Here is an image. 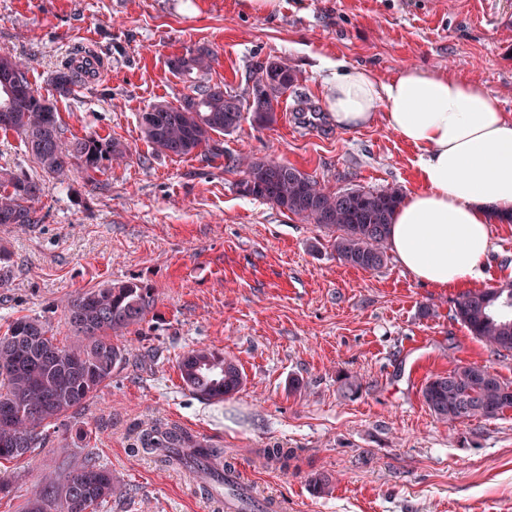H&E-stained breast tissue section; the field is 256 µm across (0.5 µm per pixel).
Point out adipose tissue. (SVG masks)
<instances>
[{
    "label": "adipose tissue",
    "instance_id": "obj_1",
    "mask_svg": "<svg viewBox=\"0 0 512 512\" xmlns=\"http://www.w3.org/2000/svg\"><path fill=\"white\" fill-rule=\"evenodd\" d=\"M324 101L337 128H366L380 117L419 152L421 188L389 230L400 265L437 288L479 280L492 225L512 213V114L479 83L415 68L383 80L362 66L337 65Z\"/></svg>",
    "mask_w": 512,
    "mask_h": 512
}]
</instances>
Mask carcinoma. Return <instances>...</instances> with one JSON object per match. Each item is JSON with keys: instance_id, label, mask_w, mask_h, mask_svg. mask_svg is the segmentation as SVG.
<instances>
[{"instance_id": "1", "label": "carcinoma", "mask_w": 512, "mask_h": 512, "mask_svg": "<svg viewBox=\"0 0 512 512\" xmlns=\"http://www.w3.org/2000/svg\"><path fill=\"white\" fill-rule=\"evenodd\" d=\"M215 60L213 51L198 46L169 60L171 71L190 82L189 93L173 103L160 101L140 113L143 139L168 157L192 154L220 155L223 142L249 114L258 127L276 122L281 98L297 81L288 65L279 63L273 76L265 65L251 76L248 103L224 90V84L202 81ZM76 70L64 64L55 71L57 94L72 92ZM0 129L21 135L33 162L42 173L63 181L70 167L87 177L104 162L121 161L126 149L95 137L65 140L52 103L29 83L25 64L0 55ZM241 195L269 203L285 212L335 232L331 248L337 259L362 270H376L386 261V244L393 216L404 200L392 186L380 191L364 188L333 190L294 166L264 158L242 157ZM45 191L42 179L12 172L0 173V224L29 227L39 223L32 202ZM486 292L463 294L454 303V318L467 332L495 353L512 352V300L504 296L485 302ZM151 289L134 281L107 283L74 296L65 320L78 341L74 346L57 342L47 321L17 318L0 336V410L24 417L0 422V461L18 460L45 446L56 422L80 410L112 379L126 360V349L112 343L132 327L141 325L154 306ZM183 385L208 401H221L244 386L235 360L209 347H199L179 357ZM425 404L435 417L455 423L489 417L512 408V385L485 366L463 365L450 375H434L422 388ZM145 453L166 448L169 458L195 472L205 466L198 455L200 442L177 426H154L137 436ZM120 494L112 473L91 457L67 469L62 482L40 487L31 497L28 512H103Z\"/></svg>"}]
</instances>
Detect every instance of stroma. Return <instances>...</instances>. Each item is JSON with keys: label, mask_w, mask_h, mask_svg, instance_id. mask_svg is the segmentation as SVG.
<instances>
[{"label": "stroma", "mask_w": 512, "mask_h": 512, "mask_svg": "<svg viewBox=\"0 0 512 512\" xmlns=\"http://www.w3.org/2000/svg\"><path fill=\"white\" fill-rule=\"evenodd\" d=\"M201 45L215 54L209 79L240 99L272 59L297 84L272 126L247 119L222 135L223 155L158 154L139 114L187 94L169 61ZM86 49L107 60L105 74L59 96L52 74ZM1 54L27 62L65 139H109L128 157L94 179L75 171L50 184L34 204L36 226H0L12 259L0 334L40 317L73 344L68 302L110 281L151 288L155 307L116 337L127 363L76 414L88 438L60 432L9 462L0 512H26L34 486L59 483L88 455L122 487L112 512H217L200 478L131 453L135 432L160 422L223 448L283 512H512V408L447 424L421 393L431 376L465 364L512 383V353L492 354L455 320L460 289L419 282L392 256L377 270L341 264L327 230L240 195L234 165L251 155L334 189H419L417 150L384 123L332 124L323 100L331 65L383 78L451 71L512 113V0H278L269 12L245 0H0ZM506 283L512 223L494 225L474 287ZM200 346L237 362L241 391L217 402L183 386L177 359ZM352 376L361 386L350 392ZM267 448L296 457L283 470L265 463ZM317 473L332 478L321 494L310 483Z\"/></svg>", "instance_id": "1"}]
</instances>
